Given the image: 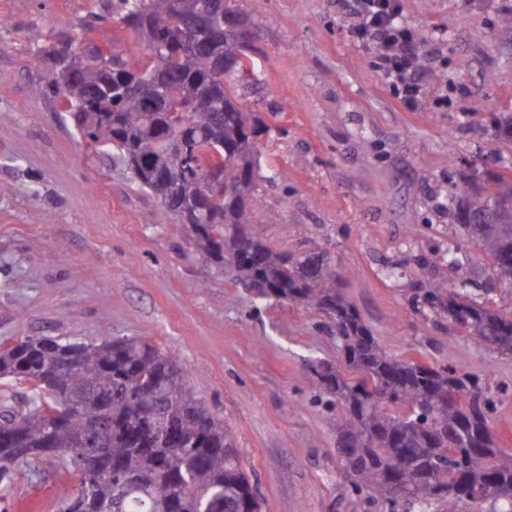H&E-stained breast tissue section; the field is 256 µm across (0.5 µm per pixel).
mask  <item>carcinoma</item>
Here are the masks:
<instances>
[{
  "mask_svg": "<svg viewBox=\"0 0 512 512\" xmlns=\"http://www.w3.org/2000/svg\"><path fill=\"white\" fill-rule=\"evenodd\" d=\"M171 0H112V13L134 19L128 31L146 41L135 23L145 11L168 12ZM223 0H184L194 14L208 11L222 25ZM240 33L224 27L223 39L205 54L187 56L175 68L163 58L115 59L87 43L66 77L50 67L36 96L60 94L62 111L75 120L84 140L126 165L141 161L140 186L158 199L182 184L200 199L214 194L205 180L208 146L224 145V181L253 183L256 138L264 123L239 99L236 76L224 57ZM166 73L171 94L189 104L187 124L176 123L140 95L129 92L125 69ZM187 148L178 167L166 160L174 141ZM250 194L226 196L216 211L166 207L190 226L195 247L229 269L253 300L275 297L319 308L333 319L336 340L352 376L323 364L313 369V389L336 401V443L351 445L338 459L350 479L347 512H362L382 500L390 512H512V454L495 446L491 415L496 400L479 380L451 367L433 368L387 354L356 307L338 287L332 268L319 271L310 252L277 251L252 221ZM448 209L463 240L491 260L494 275L512 285V183L500 177L475 196L455 188ZM443 261L458 276L448 294L427 292L423 302L478 344L512 353V316L474 301L462 261V246L448 242ZM23 371L39 380L28 407L0 410L11 429L0 434V498L13 495L15 471L23 464H53L68 457L80 475L59 512H260L255 483L244 471L234 440L187 384L179 360L141 338L86 343L26 337L0 352V379ZM60 411L57 420L46 405ZM103 429L97 452L78 440Z\"/></svg>",
  "mask_w": 512,
  "mask_h": 512,
  "instance_id": "obj_1",
  "label": "carcinoma"
}]
</instances>
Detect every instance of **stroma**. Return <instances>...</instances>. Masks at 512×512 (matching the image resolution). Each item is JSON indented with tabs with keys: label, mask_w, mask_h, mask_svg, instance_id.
<instances>
[{
	"label": "stroma",
	"mask_w": 512,
	"mask_h": 512,
	"mask_svg": "<svg viewBox=\"0 0 512 512\" xmlns=\"http://www.w3.org/2000/svg\"><path fill=\"white\" fill-rule=\"evenodd\" d=\"M249 20L256 77L239 97L266 124L256 139L253 215L282 252L324 250L388 354L482 378L491 425L512 453V353L480 345L447 316L412 309L447 293L440 258L461 230L455 186L512 179V0H403L422 44V94L409 106L347 31L336 0H235ZM0 345L27 336L98 342L139 336L177 356L193 392L231 433L261 512H345L336 416L308 389L310 368L343 366L327 316L260 302L196 250L187 226L129 169L97 153L62 112L34 97L49 54L89 40L145 57L112 25L109 0H0ZM43 39H33L35 31ZM472 297L512 313V287L465 244ZM0 512H58L71 463L21 466Z\"/></svg>",
	"instance_id": "35a3bbf8"
}]
</instances>
